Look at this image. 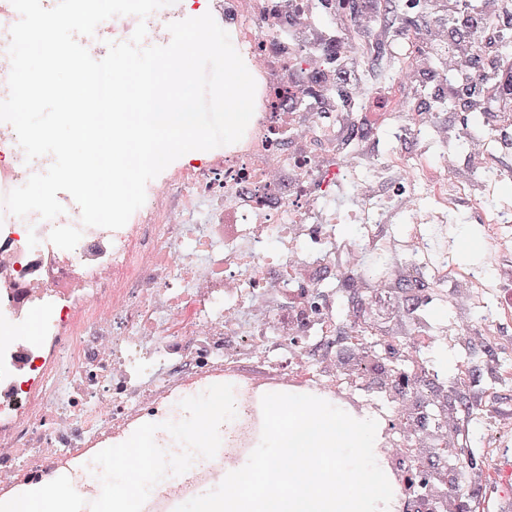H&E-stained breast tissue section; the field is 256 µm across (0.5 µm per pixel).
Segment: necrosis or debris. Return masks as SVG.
Wrapping results in <instances>:
<instances>
[{"label": "necrosis or debris", "mask_w": 512, "mask_h": 512, "mask_svg": "<svg viewBox=\"0 0 512 512\" xmlns=\"http://www.w3.org/2000/svg\"><path fill=\"white\" fill-rule=\"evenodd\" d=\"M378 4L381 28L398 16L407 24L385 44L346 43L359 61L352 82L336 70V0H211L256 82L238 142L207 151L200 165L172 162L117 230L82 227L68 195L50 221L0 204V498L65 475L86 501L97 499L88 458L142 424L182 420V399L228 383L236 416L220 427L221 453L160 481L142 512H168L240 469L260 441L270 392L311 394L375 419V458L393 491L387 512H444L431 495L435 467L408 452L387 394L414 362L439 380L425 360L440 337L380 340L358 307L370 287L366 259L391 258L412 315L444 290L470 289L469 324L501 347L512 277L506 267L458 266L453 227L474 210L512 266V206L494 199L512 178V157L497 150L490 126L468 139L469 173L456 153L423 151L434 120L402 92L420 46L413 10ZM378 94L381 110L366 111ZM383 132L412 148L381 155ZM50 164L47 155L26 160L14 128L0 122V197ZM350 220L357 237L339 238L337 225ZM402 220L405 236L393 241L388 227ZM57 226L82 227L74 249L50 242ZM496 288L506 297L488 303ZM353 336L383 349L347 376L340 366Z\"/></svg>", "instance_id": "necrosis-or-debris-1"}]
</instances>
